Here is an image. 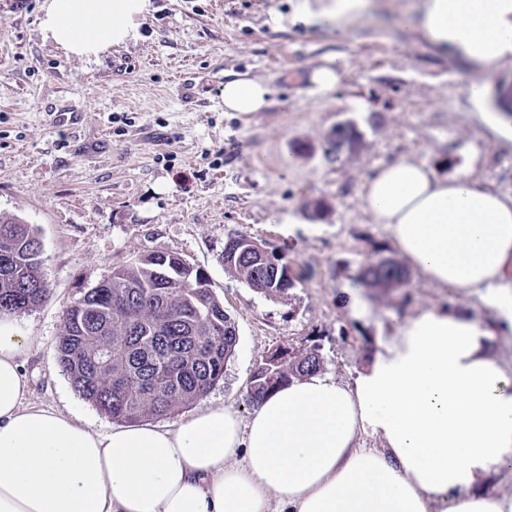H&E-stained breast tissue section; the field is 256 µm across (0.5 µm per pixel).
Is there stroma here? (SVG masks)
<instances>
[{"label":"stroma","instance_id":"35a3bbf8","mask_svg":"<svg viewBox=\"0 0 512 512\" xmlns=\"http://www.w3.org/2000/svg\"><path fill=\"white\" fill-rule=\"evenodd\" d=\"M42 2L0 0V216L35 226L50 289L19 317L38 338L27 365L36 402L112 428L60 368L57 339L80 288L148 254L204 272L234 319L235 353L207 398L244 419L251 377L276 349H317L324 372L348 381L439 306L496 329L492 309L418 270L385 295L356 275L399 256L361 202L378 167L411 157L450 175L464 164L512 196V139L465 91L483 81L489 107L512 99L511 65L488 75L430 46L404 22L417 0H379L342 32L297 21L300 0H152L138 42L80 60L44 39ZM322 67L338 75L332 89L312 81ZM239 74L269 85L263 111H225L224 83ZM348 119L362 143L330 161L331 134ZM237 232L284 254L293 288L268 296L226 270Z\"/></svg>","mask_w":512,"mask_h":512}]
</instances>
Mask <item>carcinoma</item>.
Masks as SVG:
<instances>
[{"label": "carcinoma", "instance_id": "obj_1", "mask_svg": "<svg viewBox=\"0 0 512 512\" xmlns=\"http://www.w3.org/2000/svg\"><path fill=\"white\" fill-rule=\"evenodd\" d=\"M362 134L352 123L336 127L333 159L353 152ZM261 242L235 234L238 259L225 262L249 287L273 296L294 287L285 256L279 266L253 267ZM42 243L33 225L19 217L0 218V311L26 313L42 304L49 288L42 274ZM395 259L367 263L361 284L388 292L408 281ZM210 281L180 256L148 255L112 270L63 314L57 357L73 387L102 414L121 423L166 416L204 398L224 376L238 336ZM316 350L275 351L251 377L250 397L321 370Z\"/></svg>", "mask_w": 512, "mask_h": 512}]
</instances>
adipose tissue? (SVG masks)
Here are the masks:
<instances>
[{"instance_id": "adipose-tissue-1", "label": "adipose tissue", "mask_w": 512, "mask_h": 512, "mask_svg": "<svg viewBox=\"0 0 512 512\" xmlns=\"http://www.w3.org/2000/svg\"><path fill=\"white\" fill-rule=\"evenodd\" d=\"M376 0H301L296 16L344 26ZM44 36L97 59L137 40L150 0H45ZM434 48L488 73L512 62V0H420ZM268 86L224 84V109L259 112ZM363 205L432 282L478 299L512 329V197L468 172L401 158ZM466 311L407 321L351 381L315 373L270 391L248 418L202 403L170 427L106 431L30 399L37 343L0 315V512H512L490 491L512 465V377ZM381 447L365 448L364 433Z\"/></svg>"}]
</instances>
